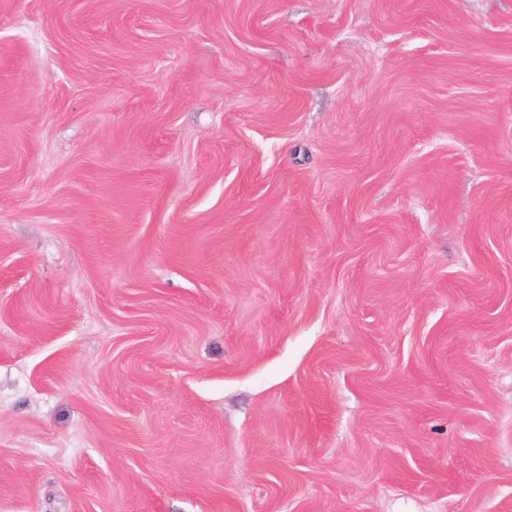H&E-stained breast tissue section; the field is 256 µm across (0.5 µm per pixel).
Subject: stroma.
<instances>
[{
    "mask_svg": "<svg viewBox=\"0 0 512 512\" xmlns=\"http://www.w3.org/2000/svg\"><path fill=\"white\" fill-rule=\"evenodd\" d=\"M0 512H512V0H0Z\"/></svg>",
    "mask_w": 512,
    "mask_h": 512,
    "instance_id": "35a3bbf8",
    "label": "stroma"
}]
</instances>
